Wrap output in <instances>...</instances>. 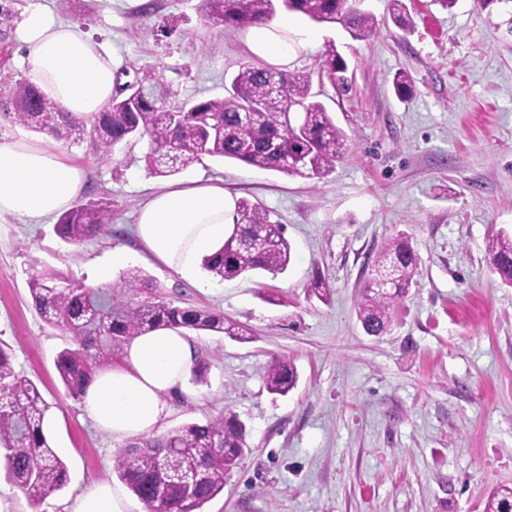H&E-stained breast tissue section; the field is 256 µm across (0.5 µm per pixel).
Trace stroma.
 Masks as SVG:
<instances>
[{"mask_svg":"<svg viewBox=\"0 0 512 512\" xmlns=\"http://www.w3.org/2000/svg\"><path fill=\"white\" fill-rule=\"evenodd\" d=\"M410 32L390 18L391 0H363L376 31L355 40L341 26L280 10L310 35L287 71L312 74V92L352 146L320 179L206 157L159 177L147 143L119 145L100 161L88 142H57L86 171L79 203L112 205V228L73 245L56 217L0 218V347L49 405L47 439L68 468L67 485L32 503L0 476L7 512H64L66 502L113 468L126 442L98 432L55 367L69 336L37 314L28 280L52 268L92 284L116 248L134 252L161 296L223 313L248 329L238 341L193 333L208 367L195 400H175L171 431L231 412L246 447L224 489L200 512H483L489 491L512 486V288L490 270L488 243L512 232V10L476 0L449 10L405 0ZM0 75L27 72L24 21L39 11L79 27L112 55L117 84L151 72L177 101L225 96L240 63L253 61L241 29L202 17L198 0H6ZM335 44L348 69L320 76ZM413 97L394 91L396 73ZM196 177L261 203L285 226L292 261L283 274L184 282L137 241L139 210L160 187ZM406 234L419 257L416 283L387 335H367L357 304L377 253ZM326 281L312 292L315 278ZM279 297L271 304L269 296ZM291 362L287 395L263 381L272 359Z\"/></svg>","mask_w":512,"mask_h":512,"instance_id":"stroma-1","label":"stroma"}]
</instances>
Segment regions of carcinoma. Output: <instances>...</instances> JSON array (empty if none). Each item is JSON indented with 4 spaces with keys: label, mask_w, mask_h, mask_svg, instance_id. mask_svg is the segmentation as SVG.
Wrapping results in <instances>:
<instances>
[{
    "label": "carcinoma",
    "mask_w": 512,
    "mask_h": 512,
    "mask_svg": "<svg viewBox=\"0 0 512 512\" xmlns=\"http://www.w3.org/2000/svg\"><path fill=\"white\" fill-rule=\"evenodd\" d=\"M284 9L323 25H341L355 40L376 30L372 14L356 0H287ZM201 15L215 23L244 29L266 24L275 15L274 0H200ZM391 20L401 30L413 18L403 0H391ZM323 72L334 80L347 63L333 43L326 45ZM136 82L156 86L159 95L133 100L114 98L107 111L84 120L59 111L31 82L20 79L9 89V118L35 132L65 142L88 141L99 159L132 139H145V163L157 176H170L204 157L230 160L291 177L320 179L332 172L351 149V140L325 106L312 100L311 75L285 73L245 63L231 80L229 95L190 106L170 101L155 75ZM401 99L414 93L400 72L393 81ZM234 232L221 255L204 261L214 276L232 280L245 272L278 275L292 259L282 224L247 199L237 200ZM112 224L103 203L76 206L60 215L62 239L80 243ZM492 272L512 287V234L499 232L488 244ZM418 256L409 237L399 234L373 260L371 277L358 303V318L370 336L391 331L396 314L415 284ZM33 305L50 325L71 336L73 347L57 356L56 367L68 393L79 398L98 369L122 357L135 336L159 327L219 333L243 340L247 331L224 314L184 308L164 300L139 269L126 271L118 283L89 287L54 269L29 280ZM266 388L285 395L298 381L296 369L277 359L263 371ZM49 405L37 386L12 367L0 348V468L6 479L33 502L65 486L68 469L43 431ZM245 424L232 413L204 424H185L167 434L144 439L122 451L115 470L143 502L146 512H199L224 490L226 478L245 447ZM485 512H512V487L492 491Z\"/></svg>",
    "instance_id": "1"
}]
</instances>
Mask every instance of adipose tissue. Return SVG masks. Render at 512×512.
<instances>
[{"mask_svg": "<svg viewBox=\"0 0 512 512\" xmlns=\"http://www.w3.org/2000/svg\"><path fill=\"white\" fill-rule=\"evenodd\" d=\"M28 78L60 111L91 118L113 96L112 58L77 27L48 22L40 12L25 21ZM289 20L246 31L251 53L271 64L287 63L294 42ZM85 171L62 158L51 138L17 137L0 144V218L37 221L70 210ZM236 199L219 184L192 178L154 193L140 211L136 235L157 261L204 289L205 259L220 254L234 230ZM197 349L183 330L161 327L126 344L120 363L97 371L81 406L100 431L122 441L155 435L169 400L191 398L187 381ZM123 485L99 482L78 494L66 512H133Z\"/></svg>", "mask_w": 512, "mask_h": 512, "instance_id": "adipose-tissue-1", "label": "adipose tissue"}]
</instances>
